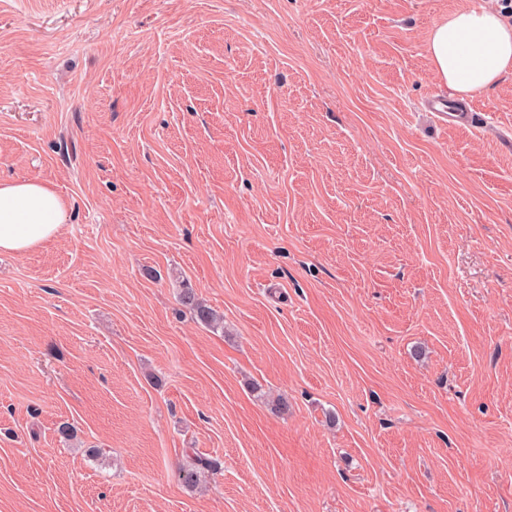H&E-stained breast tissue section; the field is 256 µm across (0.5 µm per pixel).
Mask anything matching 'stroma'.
<instances>
[{"label": "stroma", "mask_w": 512, "mask_h": 512, "mask_svg": "<svg viewBox=\"0 0 512 512\" xmlns=\"http://www.w3.org/2000/svg\"><path fill=\"white\" fill-rule=\"evenodd\" d=\"M472 7L0 0V181L69 204L0 255V512H512V75L424 110ZM180 300L183 304L189 305L193 308L198 320L202 323L212 327H218L222 324V317L217 315L211 308L201 303L196 297V293L193 288L188 286L182 288ZM214 467V462L197 457L180 467L179 478L186 487L195 488L201 482L202 471H209Z\"/></svg>", "instance_id": "35a3bbf8"}]
</instances>
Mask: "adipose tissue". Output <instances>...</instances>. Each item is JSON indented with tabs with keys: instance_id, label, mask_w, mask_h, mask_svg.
Returning <instances> with one entry per match:
<instances>
[{
	"instance_id": "obj_1",
	"label": "adipose tissue",
	"mask_w": 512,
	"mask_h": 512,
	"mask_svg": "<svg viewBox=\"0 0 512 512\" xmlns=\"http://www.w3.org/2000/svg\"><path fill=\"white\" fill-rule=\"evenodd\" d=\"M439 79L463 99L512 74V20L493 8L463 9L436 23L425 45ZM68 203L46 182H0V253L24 254L57 238Z\"/></svg>"
}]
</instances>
